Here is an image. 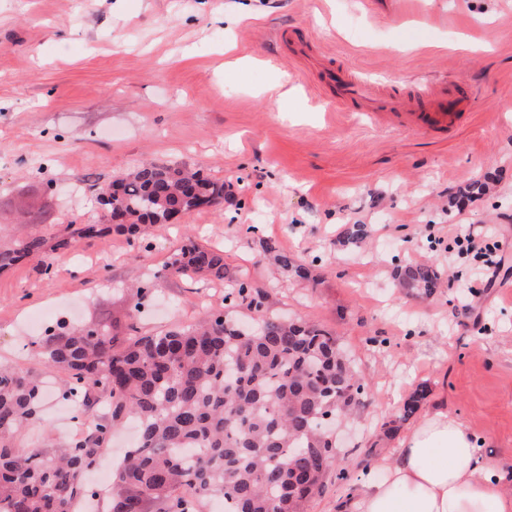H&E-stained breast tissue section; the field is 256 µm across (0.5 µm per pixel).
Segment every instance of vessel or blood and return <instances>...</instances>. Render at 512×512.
Wrapping results in <instances>:
<instances>
[{"mask_svg":"<svg viewBox=\"0 0 512 512\" xmlns=\"http://www.w3.org/2000/svg\"><path fill=\"white\" fill-rule=\"evenodd\" d=\"M324 84L332 92L336 105L343 110L383 115L395 112L411 127H433L446 130L454 127L461 115L449 111L454 81L433 83L414 81L411 94L392 91L384 96H371L366 78L344 66L326 70Z\"/></svg>","mask_w":512,"mask_h":512,"instance_id":"1","label":"vessel or blood"}]
</instances>
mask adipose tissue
I'll list each match as a JSON object with an SVG mask.
<instances>
[{"label":"adipose tissue","mask_w":512,"mask_h":512,"mask_svg":"<svg viewBox=\"0 0 512 512\" xmlns=\"http://www.w3.org/2000/svg\"><path fill=\"white\" fill-rule=\"evenodd\" d=\"M386 469V481L366 480L352 503L355 512H512L505 476L445 411L426 415L408 431Z\"/></svg>","instance_id":"obj_1"}]
</instances>
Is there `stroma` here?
Listing matches in <instances>:
<instances>
[{"mask_svg": "<svg viewBox=\"0 0 512 512\" xmlns=\"http://www.w3.org/2000/svg\"><path fill=\"white\" fill-rule=\"evenodd\" d=\"M290 37L312 60L289 57ZM326 61L377 94L413 76H465L463 117L411 131L341 111L318 79ZM509 102L512 0H0V237L50 238L96 219L97 188L145 160L202 169L227 193L223 207L141 238L82 239L1 272L0 362L49 378L31 347L32 319L48 309L114 323L124 338L222 305L224 283L164 269L190 236L223 249L269 313L336 336L372 390L336 434L347 479L329 477L307 512H344L366 474L395 457L410 428L399 408L421 382V414L455 415L512 474V293L432 245L455 222L512 250ZM476 180L484 194L453 207ZM355 223L371 237L343 245ZM266 240L308 279L270 265ZM405 260L439 271L433 296L397 288ZM151 277L156 304L135 309L125 287Z\"/></svg>", "mask_w": 512, "mask_h": 512, "instance_id": "stroma-1", "label": "stroma"}]
</instances>
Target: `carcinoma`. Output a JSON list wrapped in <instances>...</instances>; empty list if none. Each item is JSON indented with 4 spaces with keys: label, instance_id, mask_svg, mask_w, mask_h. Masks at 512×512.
Returning <instances> with one entry per match:
<instances>
[{
    "label": "carcinoma",
    "instance_id": "1",
    "mask_svg": "<svg viewBox=\"0 0 512 512\" xmlns=\"http://www.w3.org/2000/svg\"><path fill=\"white\" fill-rule=\"evenodd\" d=\"M125 224H79L53 243L33 236L0 244V271L48 253L65 252L75 238L112 230L136 235L165 224L174 212L224 204V183L201 171L143 163L99 193ZM370 236L365 224L343 232L352 244ZM263 252L286 273L306 277L272 241ZM169 266L190 279L228 281L224 301L247 302L256 326L246 330L224 308H210L195 323L136 336L119 347L112 325L62 322L35 342L48 369L66 372L59 393L81 418L84 432L64 448L32 445L26 430L41 422L42 380L15 364H0V512H76L89 495L85 474L112 434L134 422L139 439L113 469L103 512H197L207 499L224 498V512H305L321 493L320 462L300 457L324 450L336 459L329 427L342 422L371 394L356 376L336 337L317 324L267 316L264 293L224 265L220 250L187 239ZM440 280L428 264L405 262L398 286L431 296ZM422 383L405 399L399 420L420 410Z\"/></svg>",
    "mask_w": 512,
    "mask_h": 512
}]
</instances>
